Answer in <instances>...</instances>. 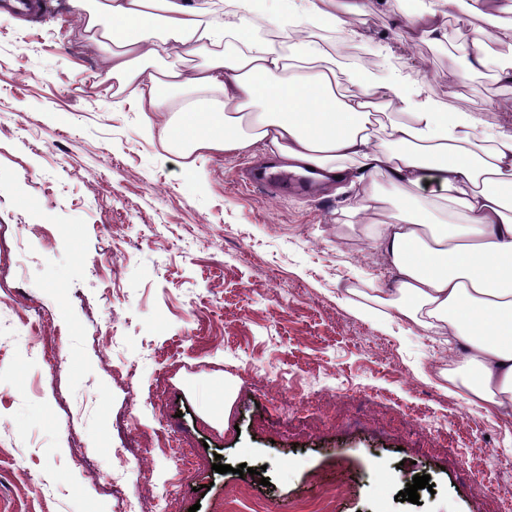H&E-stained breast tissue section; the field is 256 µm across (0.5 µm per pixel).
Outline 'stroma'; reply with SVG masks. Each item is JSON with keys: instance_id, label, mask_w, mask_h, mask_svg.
Here are the masks:
<instances>
[{"instance_id": "1", "label": "stroma", "mask_w": 512, "mask_h": 512, "mask_svg": "<svg viewBox=\"0 0 512 512\" xmlns=\"http://www.w3.org/2000/svg\"><path fill=\"white\" fill-rule=\"evenodd\" d=\"M431 3L374 0L364 46L428 73L448 110L512 128V84L400 41ZM100 67L69 0L34 24L0 10V512H113L120 467L147 512H293L324 483L342 487L335 512H500L480 480L512 492V441L440 388L437 343L367 296L395 282L350 225L353 188L262 197L238 177L259 147L186 161ZM31 305L60 338L58 381ZM120 412L143 438L169 428L193 471L160 451L119 462ZM418 474L432 489L398 501Z\"/></svg>"}]
</instances>
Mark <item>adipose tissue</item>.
Wrapping results in <instances>:
<instances>
[{
  "instance_id": "adipose-tissue-1",
  "label": "adipose tissue",
  "mask_w": 512,
  "mask_h": 512,
  "mask_svg": "<svg viewBox=\"0 0 512 512\" xmlns=\"http://www.w3.org/2000/svg\"><path fill=\"white\" fill-rule=\"evenodd\" d=\"M373 0H70L84 38L102 53L101 82L140 111L167 113L164 142L184 157L263 145L289 165L361 182L348 207L380 262L396 277L386 303L445 343L454 372L447 390L499 417L512 438V130L480 115L447 111L423 75L382 74L326 60L317 40L283 45L253 37L257 14L282 27L330 29L363 39ZM459 0L406 20L401 38L440 42ZM498 0H468L467 15L491 29L458 42L472 71L494 65L488 50L512 36ZM397 106L394 116L378 112ZM408 189L436 184L438 199L402 201L381 224L369 219L372 182Z\"/></svg>"
}]
</instances>
